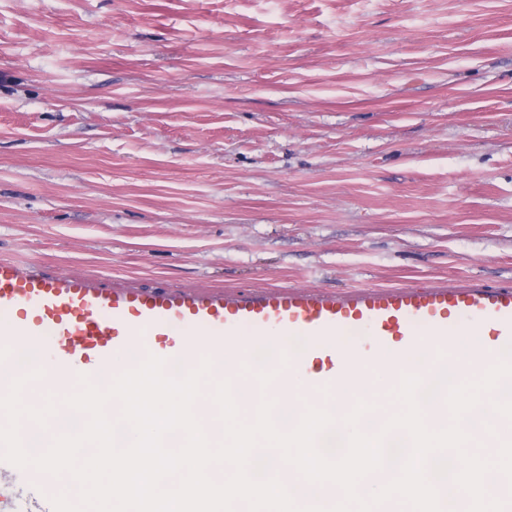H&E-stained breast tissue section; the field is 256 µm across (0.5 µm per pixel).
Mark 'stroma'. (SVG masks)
<instances>
[{
  "label": "stroma",
  "instance_id": "35a3bbf8",
  "mask_svg": "<svg viewBox=\"0 0 512 512\" xmlns=\"http://www.w3.org/2000/svg\"><path fill=\"white\" fill-rule=\"evenodd\" d=\"M0 259L512 279V0H0Z\"/></svg>",
  "mask_w": 512,
  "mask_h": 512
}]
</instances>
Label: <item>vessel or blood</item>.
Masks as SVG:
<instances>
[{
	"instance_id": "b4317fda",
	"label": "vessel or blood",
	"mask_w": 512,
	"mask_h": 512,
	"mask_svg": "<svg viewBox=\"0 0 512 512\" xmlns=\"http://www.w3.org/2000/svg\"><path fill=\"white\" fill-rule=\"evenodd\" d=\"M466 320L479 321L489 334L486 354L492 361L505 358L512 349V282L418 284L340 295L282 286L140 288L0 260L6 348H51L55 374L69 380L116 373L118 356L137 346L190 370L200 358L186 333L201 334L219 354L225 341L247 332L263 343L301 337V364L314 367L327 382L336 376L337 337L369 336L376 362L393 365L426 335L439 339L443 350H453L448 327ZM15 472L21 481L0 512H54V491L43 473L0 459V475Z\"/></svg>"
}]
</instances>
